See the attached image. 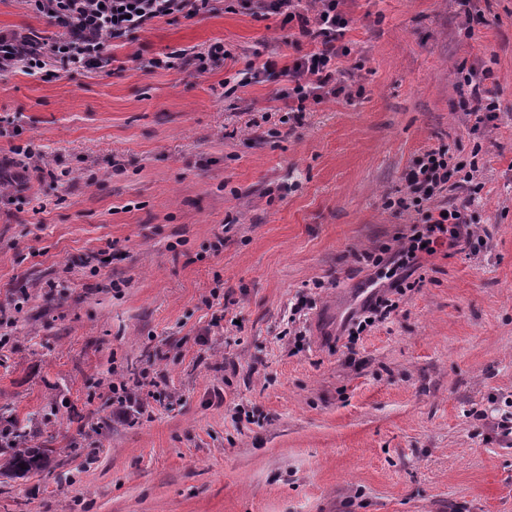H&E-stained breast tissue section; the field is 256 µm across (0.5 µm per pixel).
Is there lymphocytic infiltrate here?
<instances>
[{"label":"lymphocytic infiltrate","instance_id":"1","mask_svg":"<svg viewBox=\"0 0 512 512\" xmlns=\"http://www.w3.org/2000/svg\"><path fill=\"white\" fill-rule=\"evenodd\" d=\"M344 0H251L253 13L279 14L284 23H298L302 36L316 41L315 50L279 67L266 60L249 64L246 83H261L276 77L283 86L277 92L289 111L306 112L309 104L342 92L339 56L347 54L341 39L349 25L342 9ZM32 10L55 19L65 30L63 36L33 49L27 35L0 32V72L24 67L32 75L41 74L47 62H59L75 69L101 67L109 42L130 39L154 22L193 17L211 13L217 0H26ZM406 192L389 200V207L412 211L418 217L411 234L390 256L372 255L373 267L382 269L389 281V291L366 299L357 315L346 326L349 337L361 335L368 327L389 315L392 295L402 293L407 286L401 269L409 267L420 253L433 252L441 240L467 245L479 236L471 221L469 209L480 187L472 171L452 164L446 148H431L413 162L405 176ZM466 190V197L451 205L438 204V197L447 191L449 183Z\"/></svg>","mask_w":512,"mask_h":512}]
</instances>
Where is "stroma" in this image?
Segmentation results:
<instances>
[{
  "label": "stroma",
  "mask_w": 512,
  "mask_h": 512,
  "mask_svg": "<svg viewBox=\"0 0 512 512\" xmlns=\"http://www.w3.org/2000/svg\"><path fill=\"white\" fill-rule=\"evenodd\" d=\"M343 9L351 92L299 123L278 83L222 89L315 48L239 0L111 43L101 68L0 73V163L31 140L52 171L0 195V406L49 418L52 450L0 477V512H512V0ZM0 30L64 32L24 0H0ZM216 41L232 57L211 73L144 67ZM473 70L498 104L481 121ZM439 146L479 167L483 246L420 254L389 318L338 339L364 252L414 220L387 199ZM141 372L145 413L113 420L111 384Z\"/></svg>",
  "instance_id": "obj_1"
}]
</instances>
